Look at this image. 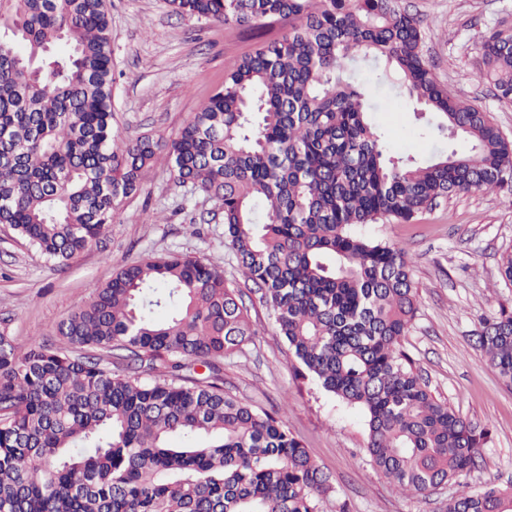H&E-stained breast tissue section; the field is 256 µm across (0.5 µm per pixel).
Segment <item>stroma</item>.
<instances>
[{
    "label": "stroma",
    "mask_w": 512,
    "mask_h": 512,
    "mask_svg": "<svg viewBox=\"0 0 512 512\" xmlns=\"http://www.w3.org/2000/svg\"><path fill=\"white\" fill-rule=\"evenodd\" d=\"M425 33L423 54L449 94L486 112L512 139V101L477 82L480 45L512 26V0H400ZM112 21V124L122 140H168L259 39L233 24L174 12L168 0H108ZM378 102L375 118L393 153L434 161L426 130L434 114L377 80L372 62L354 63ZM158 216L147 223L146 214ZM365 236L404 248L414 265L418 312L402 344L437 398L488 429L477 469L425 496L397 491L372 465L365 415L325 392L277 335L271 310L244 280L224 240L217 203L177 185L165 165L150 167L138 194L126 199L107 233V252L91 249L57 267L11 229L0 226V328L19 349L55 333L59 322L123 267L148 256L206 259L240 291L256 331L224 358V389L279 412L290 433L329 476L333 493L321 512H440L443 501L486 483L512 481V389L475 346L484 319L512 307V284L498 262L512 251V197L458 194L408 224H369Z\"/></svg>",
    "instance_id": "35a3bbf8"
}]
</instances>
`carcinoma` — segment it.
<instances>
[{"label": "carcinoma", "mask_w": 512, "mask_h": 512, "mask_svg": "<svg viewBox=\"0 0 512 512\" xmlns=\"http://www.w3.org/2000/svg\"><path fill=\"white\" fill-rule=\"evenodd\" d=\"M282 37L238 59L172 140L118 142L106 0H0V224L64 264L163 161L219 203L224 237L277 333L321 387L359 407L375 469L423 495L477 466L487 432L432 395L402 339L417 312L405 250L362 224L410 223L437 200L512 191V140L428 67L399 0H168ZM475 79L512 99V33L481 43ZM384 64L436 129L471 144L418 165L390 155L364 89ZM49 342L0 330V512H320L328 476L275 413L224 392V356L254 336L242 296L202 258L139 260L93 288ZM476 346L512 388V311ZM204 368V373L197 368ZM443 512H512V484Z\"/></svg>", "instance_id": "cac0c4a2"}]
</instances>
